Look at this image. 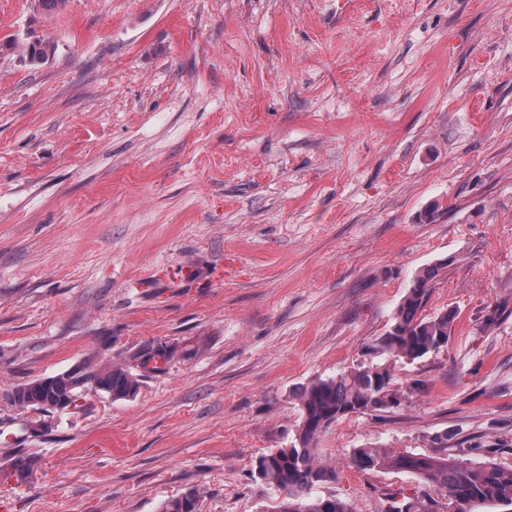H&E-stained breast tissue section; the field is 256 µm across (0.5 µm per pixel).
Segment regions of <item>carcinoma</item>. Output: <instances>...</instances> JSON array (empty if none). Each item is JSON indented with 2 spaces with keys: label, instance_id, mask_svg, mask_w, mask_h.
I'll use <instances>...</instances> for the list:
<instances>
[{
  "label": "carcinoma",
  "instance_id": "1",
  "mask_svg": "<svg viewBox=\"0 0 512 512\" xmlns=\"http://www.w3.org/2000/svg\"><path fill=\"white\" fill-rule=\"evenodd\" d=\"M19 53L31 67H37L55 51L46 39L26 38L0 42V53ZM447 263L439 262L417 272L400 302L391 327L371 347V354L384 362H414L437 352L448 341L455 312L447 310L433 317L421 316L440 272ZM142 374L120 366H103L88 372L63 373L16 386L3 397L20 409H43L48 403L68 404L77 400V389L90 385L114 400L134 397ZM301 406L294 440L286 448L263 455L256 461L255 474L280 493L276 512H355L352 504L340 498H312L311 488L336 479V469L318 459L320 434L339 418L381 409L397 403L392 375L380 365L359 368L328 379H318L297 392ZM352 465L361 470H394L418 476L434 486L452 512H477L478 507L493 504L512 512V467L492 462L471 463L436 455L402 453L390 448L365 446L356 449ZM32 475L31 465L17 458L0 466V476L21 485ZM200 491L190 488L167 501L162 512H198Z\"/></svg>",
  "mask_w": 512,
  "mask_h": 512
}]
</instances>
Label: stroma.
Returning <instances> with one entry per match:
<instances>
[{"mask_svg": "<svg viewBox=\"0 0 512 512\" xmlns=\"http://www.w3.org/2000/svg\"><path fill=\"white\" fill-rule=\"evenodd\" d=\"M0 512H275L255 462L299 387L367 367L411 278L439 352L392 367L399 405L318 439L356 512L435 488L352 466L381 446L512 467V0H0ZM154 284L137 287L144 275ZM135 397L18 411L3 394L92 365ZM3 51L17 52L21 54L25 63L31 67H37L45 63L53 55L55 46L49 40L38 37L31 40V36H29L25 41L12 39L0 42V53ZM199 499V489L192 487L182 496L167 501L162 512H198Z\"/></svg>", "mask_w": 512, "mask_h": 512, "instance_id": "stroma-1", "label": "stroma"}]
</instances>
